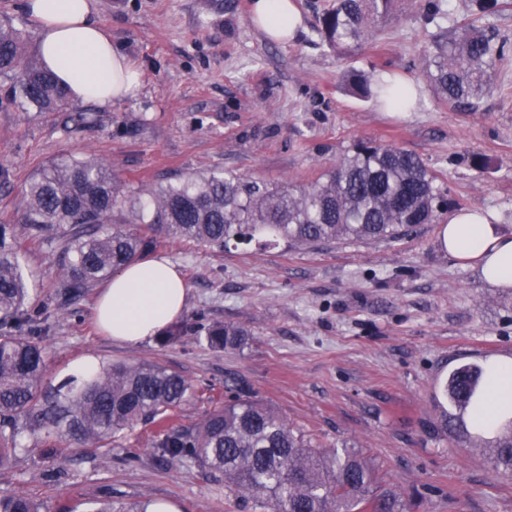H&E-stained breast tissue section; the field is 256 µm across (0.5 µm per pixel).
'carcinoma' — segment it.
<instances>
[{"mask_svg": "<svg viewBox=\"0 0 512 512\" xmlns=\"http://www.w3.org/2000/svg\"><path fill=\"white\" fill-rule=\"evenodd\" d=\"M399 0H331L320 14L319 34L331 49L374 42L379 24L394 18ZM25 30L0 18V75L12 93L39 112H55L67 94L41 62L25 52ZM429 80L440 100L477 108L489 91V74L502 49L472 26L439 31L425 49ZM347 82L364 98L410 105L401 88L388 89L370 75L351 71ZM436 176L416 154L361 139L331 169L307 186L282 187L232 170L175 175L146 190H125L104 163L68 159L45 167L25 185L21 219L32 236L62 240L58 288L75 300L173 237L222 251L230 245L316 246L338 239L396 241L436 219L444 201ZM105 224L116 228L102 233ZM0 225V467L28 431L44 440L53 475L69 476L66 448L102 453L141 421L165 422L192 391L181 374L149 361L115 363L93 376L70 377L41 388L46 372L42 345L48 318L28 306L23 258ZM214 351L237 349L248 332L234 324L193 326ZM488 374L479 367L452 371L444 386L459 416L446 422L453 437H476L492 468L512 475V418L488 440L471 435L462 415L476 414ZM233 396L198 423L170 426L155 447L173 461H187L224 478V487L256 508L274 512H413L414 500L377 487L372 462L352 448H315L271 406L251 398L237 380ZM150 501L114 500L103 492L89 512H147ZM0 512H43L23 493L0 496Z\"/></svg>", "mask_w": 512, "mask_h": 512, "instance_id": "cac0c4a2", "label": "carcinoma"}]
</instances>
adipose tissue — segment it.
<instances>
[{
	"instance_id": "ef3b65f1",
	"label": "adipose tissue",
	"mask_w": 512,
	"mask_h": 512,
	"mask_svg": "<svg viewBox=\"0 0 512 512\" xmlns=\"http://www.w3.org/2000/svg\"><path fill=\"white\" fill-rule=\"evenodd\" d=\"M23 9L38 25L42 62L71 98L107 103L137 89L140 73L97 22L95 0H24ZM251 21L274 41L292 38L302 23L294 0H253ZM496 222L491 212H453L442 244L457 262L479 268L489 283L512 288V234L501 233ZM186 296V283L170 261L140 259L113 274L95 304V319L113 341L143 343L183 314ZM489 375L493 383L478 417L486 431L512 410V360L493 363Z\"/></svg>"
}]
</instances>
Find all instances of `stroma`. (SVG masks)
<instances>
[{"label": "stroma", "instance_id": "obj_1", "mask_svg": "<svg viewBox=\"0 0 512 512\" xmlns=\"http://www.w3.org/2000/svg\"><path fill=\"white\" fill-rule=\"evenodd\" d=\"M325 2L295 0L304 25L295 40L275 42L250 21L252 0H96L97 21L140 71L135 95L70 99L40 113L10 102L12 82L0 76V163L15 173L0 188V224L11 225L24 259L30 306L51 315L43 385L74 375L84 357L154 361L192 381L178 417L188 425L242 380L314 444L370 458L384 489L416 495V512H512V477L444 432L453 409L442 391L458 366L512 359V288L488 283L441 243L451 210L494 211L512 233V2L479 20L503 56L473 111L436 98L424 55L438 28L471 20V0H443L430 23L416 0H402L375 43L346 54L318 35ZM350 70L413 85L409 110L386 112L348 93L342 77ZM361 138L419 155L447 194V211L395 242L215 252L158 239L154 255L187 283L182 322L243 326L249 340L235 350L213 351L190 333L112 342L95 323L92 293L60 313L61 241L32 238L19 220L28 179L71 157L96 158L137 189L174 173L224 169L289 186L314 181ZM157 432L135 426L105 460L70 448V476L61 481L50 476L40 440L23 436L22 450L0 468V495L25 493L47 512H86L102 490L118 500H169L180 512H256L222 478L159 460Z\"/></svg>", "mask_w": 512, "mask_h": 512}]
</instances>
